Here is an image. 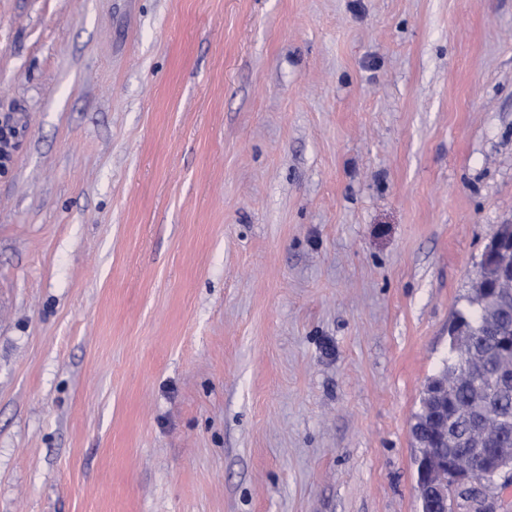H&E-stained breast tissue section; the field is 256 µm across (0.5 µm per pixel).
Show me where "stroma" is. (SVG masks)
I'll list each match as a JSON object with an SVG mask.
<instances>
[{
  "mask_svg": "<svg viewBox=\"0 0 512 512\" xmlns=\"http://www.w3.org/2000/svg\"><path fill=\"white\" fill-rule=\"evenodd\" d=\"M3 116L0 512H420L512 0H0Z\"/></svg>",
  "mask_w": 512,
  "mask_h": 512,
  "instance_id": "35a3bbf8",
  "label": "stroma"
}]
</instances>
